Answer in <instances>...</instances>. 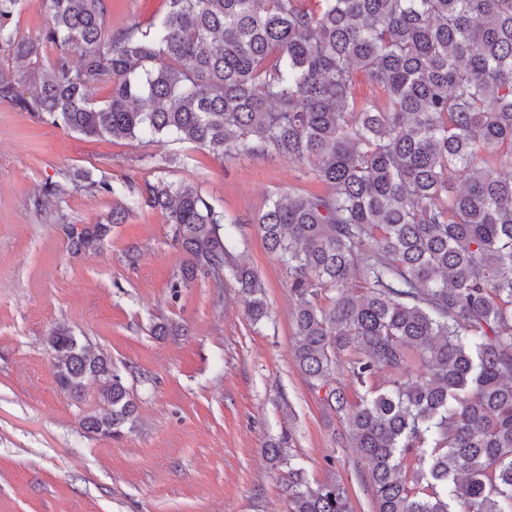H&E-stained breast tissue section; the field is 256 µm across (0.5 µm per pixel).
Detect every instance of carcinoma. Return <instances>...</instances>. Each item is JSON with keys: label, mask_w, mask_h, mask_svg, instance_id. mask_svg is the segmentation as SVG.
Segmentation results:
<instances>
[{"label": "carcinoma", "mask_w": 512, "mask_h": 512, "mask_svg": "<svg viewBox=\"0 0 512 512\" xmlns=\"http://www.w3.org/2000/svg\"><path fill=\"white\" fill-rule=\"evenodd\" d=\"M20 3L0 0V49L23 60L49 43L56 57L28 95L1 69L0 102L88 138L278 156L324 185L268 200L257 224L288 270L298 369L347 422L377 512H512V177L499 173L512 168V0H166L118 36L105 0H38L49 24L35 39L13 26ZM360 73L383 103L356 97ZM141 205L186 255L172 288L227 271L250 319L268 317L234 220L159 181L112 223ZM109 232L66 228L75 253ZM50 347L64 393L93 380L109 404L84 430L120 438L136 404L112 359L65 327ZM341 362L367 389L355 404L333 385ZM288 475L289 512H353L342 481Z\"/></svg>", "instance_id": "1"}]
</instances>
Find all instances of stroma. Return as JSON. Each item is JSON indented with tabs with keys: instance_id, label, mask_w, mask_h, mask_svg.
<instances>
[{
	"instance_id": "obj_1",
	"label": "stroma",
	"mask_w": 512,
	"mask_h": 512,
	"mask_svg": "<svg viewBox=\"0 0 512 512\" xmlns=\"http://www.w3.org/2000/svg\"><path fill=\"white\" fill-rule=\"evenodd\" d=\"M164 9L106 0L104 25L118 34ZM163 151L176 161L155 169ZM81 173L93 187L75 186ZM159 180L192 183L235 218L268 318L250 320L229 278L172 290L185 255L162 212L111 224L117 202ZM51 183L68 194L43 196ZM318 188L306 165L279 157L87 138L0 103V512H288L292 467L312 485L341 479L354 512H376L345 423L295 364L288 273L254 223L270 196ZM106 223L99 251L70 252L67 225ZM163 324L170 333L155 335ZM59 326L122 368L137 412L121 439L81 429L107 404L96 384L79 401L59 388L49 344ZM272 442L284 462L265 455Z\"/></svg>"
}]
</instances>
